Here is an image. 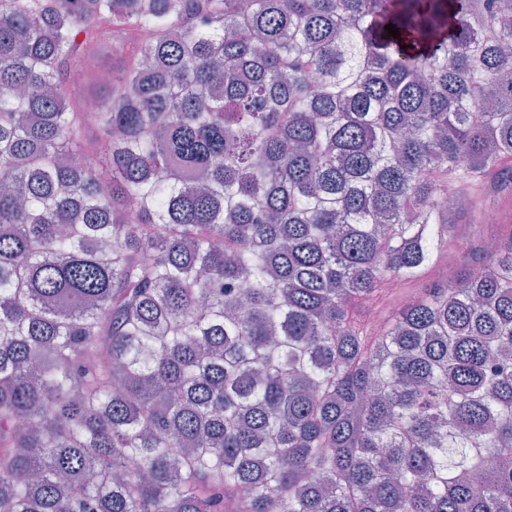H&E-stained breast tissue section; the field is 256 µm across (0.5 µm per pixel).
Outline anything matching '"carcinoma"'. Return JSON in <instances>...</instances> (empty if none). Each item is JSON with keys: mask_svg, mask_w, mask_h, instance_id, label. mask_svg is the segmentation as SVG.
<instances>
[{"mask_svg": "<svg viewBox=\"0 0 512 512\" xmlns=\"http://www.w3.org/2000/svg\"><path fill=\"white\" fill-rule=\"evenodd\" d=\"M450 185L512 196V0H0V512H512V225L358 313ZM446 254H443L441 262L439 265L431 270L421 281L413 284H406L405 288H402V282L397 279H392L389 281L390 288H400V290L397 293H393V295L384 303L379 304L376 306V310L379 309L383 313H388L391 310L392 305L396 304L398 298L402 295H404L408 291H414V290H420L421 288H424L428 284L434 283V282H442L447 278L448 272L446 266L443 265L444 256ZM409 294V292H408Z\"/></svg>", "mask_w": 512, "mask_h": 512, "instance_id": "1", "label": "carcinoma"}]
</instances>
